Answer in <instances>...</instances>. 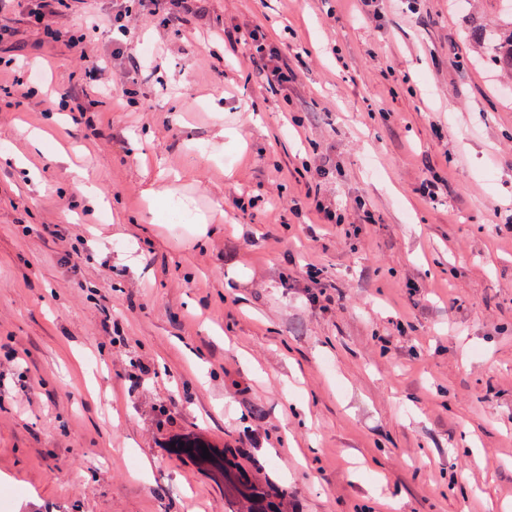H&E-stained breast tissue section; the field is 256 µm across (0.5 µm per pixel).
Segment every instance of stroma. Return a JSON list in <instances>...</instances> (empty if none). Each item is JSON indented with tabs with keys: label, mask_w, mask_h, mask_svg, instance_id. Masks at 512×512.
<instances>
[{
	"label": "stroma",
	"mask_w": 512,
	"mask_h": 512,
	"mask_svg": "<svg viewBox=\"0 0 512 512\" xmlns=\"http://www.w3.org/2000/svg\"><path fill=\"white\" fill-rule=\"evenodd\" d=\"M203 5L165 38L137 14V94L81 97L78 124L58 102L82 61L41 43L22 0L0 13L15 32L0 83L30 81L0 96V345L44 381L28 409L0 403V490L51 512H232L166 447L194 433L264 450L301 512H512V234L494 232L512 207V95L469 37L498 0H378L375 20L359 0ZM234 24L287 42V97L208 47ZM306 160L330 161L324 192L352 221L364 199L374 223L351 238L300 223ZM434 175L447 188L429 203L416 189ZM148 190L167 197L158 215ZM46 224L84 225L93 262L67 263ZM308 262L342 304L309 303ZM117 335L164 369L132 400L102 347Z\"/></svg>",
	"instance_id": "35a3bbf8"
}]
</instances>
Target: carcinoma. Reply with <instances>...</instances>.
<instances>
[{
  "label": "carcinoma",
  "instance_id": "obj_1",
  "mask_svg": "<svg viewBox=\"0 0 512 512\" xmlns=\"http://www.w3.org/2000/svg\"><path fill=\"white\" fill-rule=\"evenodd\" d=\"M471 39L482 45L491 66L504 77L512 78V12L492 29L474 28ZM171 442L175 443L170 449L172 454L192 460L224 485L233 512H280L281 502L288 493L271 479L265 460L250 454L249 449L219 448L194 434L176 436ZM204 446L211 454L209 459L201 457Z\"/></svg>",
  "mask_w": 512,
  "mask_h": 512
}]
</instances>
